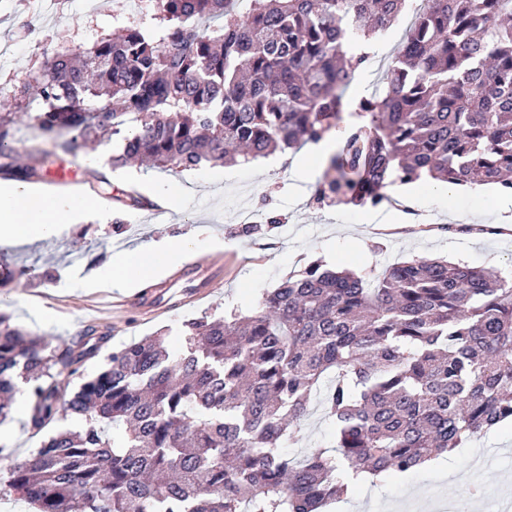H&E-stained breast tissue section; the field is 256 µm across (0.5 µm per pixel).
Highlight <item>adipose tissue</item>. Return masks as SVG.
I'll list each match as a JSON object with an SVG mask.
<instances>
[{
    "instance_id": "adipose-tissue-1",
    "label": "adipose tissue",
    "mask_w": 512,
    "mask_h": 512,
    "mask_svg": "<svg viewBox=\"0 0 512 512\" xmlns=\"http://www.w3.org/2000/svg\"><path fill=\"white\" fill-rule=\"evenodd\" d=\"M98 206V201L88 196H41L24 184H16L12 190L0 193V244L51 239L73 225L77 216ZM201 247V241L189 232L163 247L151 242L113 257L98 276L119 286L141 283L155 277L162 264L196 255Z\"/></svg>"
}]
</instances>
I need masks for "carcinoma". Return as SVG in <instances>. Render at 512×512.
<instances>
[{
    "label": "carcinoma",
    "mask_w": 512,
    "mask_h": 512,
    "mask_svg": "<svg viewBox=\"0 0 512 512\" xmlns=\"http://www.w3.org/2000/svg\"><path fill=\"white\" fill-rule=\"evenodd\" d=\"M158 2L160 34L125 26L20 87L55 148L112 138V170H191L336 132L321 200L376 206L425 174L512 193V0H430L344 129L356 68L411 0H249L244 17L237 0ZM18 119L0 113V177L37 180L48 152L12 145ZM94 350L51 348L0 313V421L15 376L34 432L61 409L82 419L0 477L34 512H324L365 473L412 472L512 422V269L315 262L248 315L186 323L178 352L133 341L68 391L54 367L73 375ZM314 403L334 438L290 456Z\"/></svg>",
    "instance_id": "cac0c4a2"
}]
</instances>
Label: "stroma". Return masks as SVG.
Masks as SVG:
<instances>
[{
  "label": "stroma",
  "instance_id": "stroma-1",
  "mask_svg": "<svg viewBox=\"0 0 512 512\" xmlns=\"http://www.w3.org/2000/svg\"><path fill=\"white\" fill-rule=\"evenodd\" d=\"M131 24L160 31L165 22L156 0H149L141 15L134 13L132 0H99L94 10L87 9L84 0H60L54 10L48 9L47 0H0V46L10 48L9 54L0 56V105L13 103L14 89L39 71L45 57L79 46L92 47L117 28ZM35 135L27 122H18L16 147L35 142L51 151V141H36ZM46 169L51 174L75 171L76 179L69 187L90 188L88 169L80 158L52 153ZM155 179L172 184L189 179L193 186L178 208L162 214L119 202L122 191L130 188L154 197L151 182ZM111 182L114 190L102 196L100 207L60 237L25 247L0 245V263L13 269L10 279L0 278V311L10 314L13 323L28 334L46 338L55 346H73L80 341V331L91 325L85 316L90 299L108 309L107 319L96 325L107 332L108 339L70 376L74 388L97 374L112 351L159 335L166 336L170 346H178L185 321L205 315L220 317L230 310L249 312L265 291L315 261L362 271L429 256L476 267L512 268V236L448 233L441 226L419 224L402 225V232L395 234L391 228L401 225L400 212H389L384 223L378 224L368 207L316 204V183L299 184L287 161L273 165L261 158L245 165L205 163L188 173L128 166L123 173L112 174ZM397 194L420 209L435 212L443 224L456 223L459 216L470 212L478 213L483 224L501 221L495 199L451 194L425 181L402 186ZM253 209L280 216L281 221L260 233L242 235L233 217ZM187 230L207 242L199 258L220 276L208 299L182 301L178 278L184 265L180 262L165 265L153 281L176 301V309L170 312L148 315L129 308L114 315L110 312L113 287H87L88 278L111 255ZM74 255L79 258L75 265L70 262ZM76 423L74 415L63 412L49 430L35 433L26 418L9 416L0 423V429L9 433L8 439H0V474L41 447L50 432ZM488 454L493 455V462L475 473L473 483L484 492L487 505L497 506L502 497L512 496V425L507 424L477 435L435 467L390 474L370 486L357 487L356 499L339 500L336 507L338 512H397L414 493L418 496L415 512H436L437 499L467 500V488L456 485L454 478L475 457Z\"/></svg>",
  "mask_w": 512,
  "mask_h": 512
}]
</instances>
